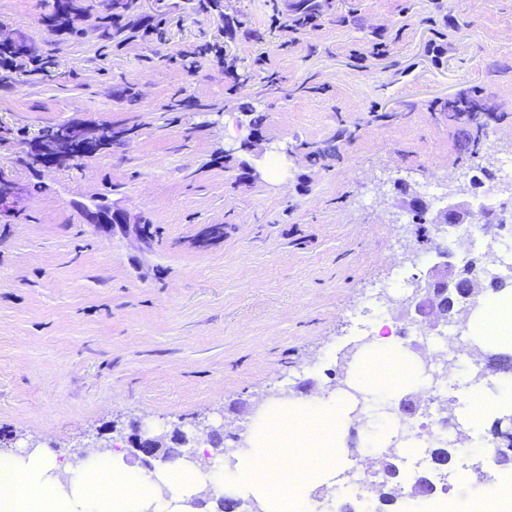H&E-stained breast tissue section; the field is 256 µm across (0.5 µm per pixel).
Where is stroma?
Here are the masks:
<instances>
[{
	"mask_svg": "<svg viewBox=\"0 0 512 512\" xmlns=\"http://www.w3.org/2000/svg\"><path fill=\"white\" fill-rule=\"evenodd\" d=\"M300 2L139 0L104 41L0 0V31L54 62L0 85L1 435L65 462L108 429L131 465L132 423L235 433L280 386L311 400L342 378L348 311L429 230L403 202L512 152V0H321L291 37ZM475 86L479 123L450 117ZM68 122L126 139L32 163ZM504 484L512 464L456 512Z\"/></svg>",
	"mask_w": 512,
	"mask_h": 512,
	"instance_id": "stroma-1",
	"label": "stroma"
}]
</instances>
